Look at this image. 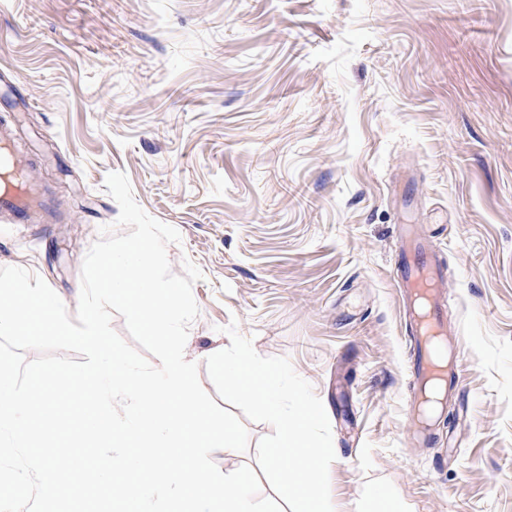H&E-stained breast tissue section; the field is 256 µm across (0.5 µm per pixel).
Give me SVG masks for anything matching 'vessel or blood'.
<instances>
[{"mask_svg":"<svg viewBox=\"0 0 512 512\" xmlns=\"http://www.w3.org/2000/svg\"><path fill=\"white\" fill-rule=\"evenodd\" d=\"M27 169V159L13 148L10 131L0 130V214L8 215L16 224L32 222L52 211L44 189L29 179ZM398 251L406 324L414 338L409 349L410 375L416 386L437 381L445 395H453L460 362L442 311V266L436 257L427 256L424 239L401 241ZM409 415L410 439L428 438L437 415L423 416L415 408Z\"/></svg>","mask_w":512,"mask_h":512,"instance_id":"vessel-or-blood-1","label":"vessel or blood"}]
</instances>
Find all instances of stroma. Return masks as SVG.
<instances>
[{"label": "stroma", "mask_w": 512, "mask_h": 512, "mask_svg": "<svg viewBox=\"0 0 512 512\" xmlns=\"http://www.w3.org/2000/svg\"><path fill=\"white\" fill-rule=\"evenodd\" d=\"M0 123L57 203L0 219V267L75 314L125 172L181 234L172 271L204 274L203 388L229 324L288 358L330 422L336 512H512V0H0ZM403 224L445 267L462 359L429 448L405 440ZM245 427L222 472L257 467L273 428Z\"/></svg>", "instance_id": "stroma-1"}]
</instances>
